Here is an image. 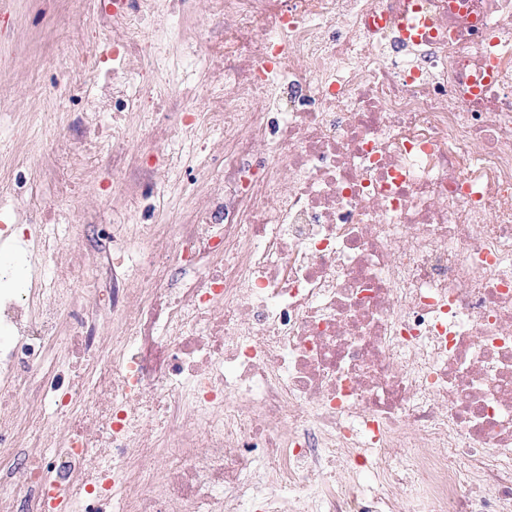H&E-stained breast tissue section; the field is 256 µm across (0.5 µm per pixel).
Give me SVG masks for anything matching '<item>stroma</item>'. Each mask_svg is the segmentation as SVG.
Instances as JSON below:
<instances>
[{
	"label": "stroma",
	"instance_id": "35a3bbf8",
	"mask_svg": "<svg viewBox=\"0 0 512 512\" xmlns=\"http://www.w3.org/2000/svg\"><path fill=\"white\" fill-rule=\"evenodd\" d=\"M108 0H8L0 9V102L10 122L0 128V170L10 168L15 155L28 144L35 150L29 158V183L24 197L13 210L0 212L7 224L27 223L32 211L67 201L83 226L79 240L63 243L56 266L64 274L70 262L93 258L111 251L103 227L135 221L154 224L177 217L191 206L193 190H207L216 159L184 141V170L167 181L143 186L139 196L144 206L123 202L124 186L112 171V142L104 140L100 153H88L79 169L61 176L63 157L73 153L82 139L83 124L93 121L111 130V113L101 111L114 88L135 93L132 80L112 73V38L116 19L107 12ZM180 29V39L162 44L154 61L155 88L163 98L177 100L188 109H205L210 100L206 90L187 91L182 82V65L194 56L209 52L219 33L208 19L206 0H158L152 18L146 20L141 37L154 40L160 26ZM98 42V73L86 76L81 70H64L63 61L84 56L91 42ZM74 187L70 198L60 195L61 179Z\"/></svg>",
	"mask_w": 512,
	"mask_h": 512
}]
</instances>
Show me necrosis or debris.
<instances>
[{
	"instance_id": "necrosis-or-debris-1",
	"label": "necrosis or debris",
	"mask_w": 512,
	"mask_h": 512,
	"mask_svg": "<svg viewBox=\"0 0 512 512\" xmlns=\"http://www.w3.org/2000/svg\"><path fill=\"white\" fill-rule=\"evenodd\" d=\"M153 11L112 35L148 112ZM209 14L224 92L170 122L223 135L217 190L102 278L49 267L60 206L0 260V512H512V0Z\"/></svg>"
}]
</instances>
